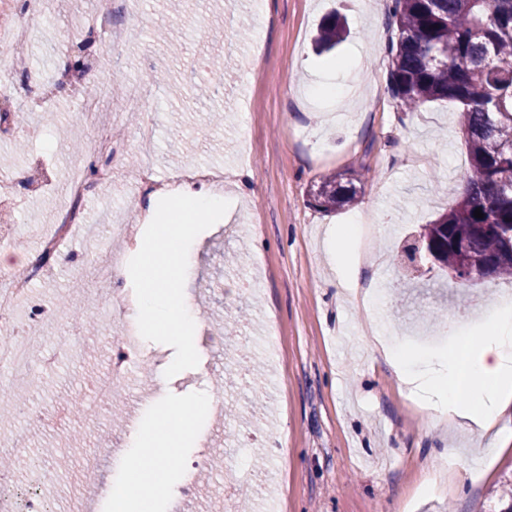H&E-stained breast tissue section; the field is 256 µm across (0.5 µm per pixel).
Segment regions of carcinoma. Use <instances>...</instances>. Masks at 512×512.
<instances>
[{
  "mask_svg": "<svg viewBox=\"0 0 512 512\" xmlns=\"http://www.w3.org/2000/svg\"><path fill=\"white\" fill-rule=\"evenodd\" d=\"M388 82L405 112L431 101L459 105L470 166L465 191L448 212L425 225L409 258L430 251L429 261L449 271L487 269L512 280V0H392ZM337 18L319 39L343 38ZM362 175L335 172L312 186L314 205L325 211L357 201ZM481 210L482 218L474 217ZM497 512H512V474L494 490Z\"/></svg>",
  "mask_w": 512,
  "mask_h": 512,
  "instance_id": "1",
  "label": "carcinoma"
}]
</instances>
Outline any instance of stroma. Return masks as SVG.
<instances>
[{"label":"stroma","mask_w":512,"mask_h":512,"mask_svg":"<svg viewBox=\"0 0 512 512\" xmlns=\"http://www.w3.org/2000/svg\"><path fill=\"white\" fill-rule=\"evenodd\" d=\"M374 4L378 25L357 0H259L260 22L245 0H187L178 13L167 0H141L139 13L114 15V26L127 33L116 46L107 31L96 29L87 45L77 33L78 24L94 26L103 0H72L66 8L43 0L51 23L20 41L26 66L10 54L0 61V81L20 89L12 110L28 113L37 130L24 138L0 127V171L43 179L28 209L0 222L5 251L41 253L70 178L89 164L78 146L97 122L111 127L119 146L111 182L95 185L86 201L85 219L98 225V236H73L17 303L23 318L31 302L53 306L70 297L80 351L6 383V391L24 390L31 408L64 390L93 398L109 338L120 327L105 310L114 280L108 257L125 249L112 227L157 207L137 190L139 164L151 163L159 180L193 166L223 169L228 183H250L252 197L237 201L231 220L205 231L190 253L199 364L167 387L175 395L210 391L222 405L180 456L172 475L177 498L159 500L156 512H217L229 487L247 512H481L501 473L512 469L511 444L471 472L452 463L435 492H422L426 467L447 460L449 449L466 455L488 442L430 424L397 367L372 352L381 327L405 359L424 360L426 349L409 339L420 325L441 337L440 354H463L460 337L477 318L512 303V281L499 278L468 283L422 266L421 281L404 282L397 252L455 204L469 158L456 104L401 110L388 85L385 47L397 37L386 20L391 0ZM334 12L345 16L348 35L332 51H318L319 27ZM216 56L224 59L218 81L205 70ZM65 57L83 69L81 83L111 75L114 88L97 120L79 118L80 83L41 85ZM353 61L363 79L351 95ZM132 92L153 121L151 137L139 136L121 104ZM346 170L368 173L358 203L329 213L314 206L311 184ZM361 218L364 236L345 248L368 258L360 279L378 294L375 307L326 258L337 228ZM449 320L450 335L443 331ZM270 332L273 352L265 343ZM142 347L145 361L132 363L108 414H75L62 429L29 425L26 450L14 456L18 495L38 489L65 512L78 492L95 499L96 512H112L110 491L123 478L117 451L175 355L162 343ZM245 439L250 448H241ZM242 453L243 468L235 463ZM199 455L210 456L211 465L190 472L188 462ZM44 470L55 480L37 485Z\"/></svg>","instance_id":"1"}]
</instances>
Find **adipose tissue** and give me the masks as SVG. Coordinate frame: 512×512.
Instances as JSON below:
<instances>
[{"instance_id": "adipose-tissue-1", "label": "adipose tissue", "mask_w": 512, "mask_h": 512, "mask_svg": "<svg viewBox=\"0 0 512 512\" xmlns=\"http://www.w3.org/2000/svg\"><path fill=\"white\" fill-rule=\"evenodd\" d=\"M453 366L450 377L442 371L419 375L404 369L399 379L439 398V405L429 411L434 424L449 422L480 438L494 434L504 417H512V309L503 308L493 320L477 321L463 358L454 359ZM468 379L476 386L465 404L460 388ZM213 405L208 392L190 402L147 403L146 420L132 428L119 452L126 480L112 491L113 512H153L156 502L171 491L170 474L177 462L172 454L154 458L155 449L185 447Z\"/></svg>"}]
</instances>
